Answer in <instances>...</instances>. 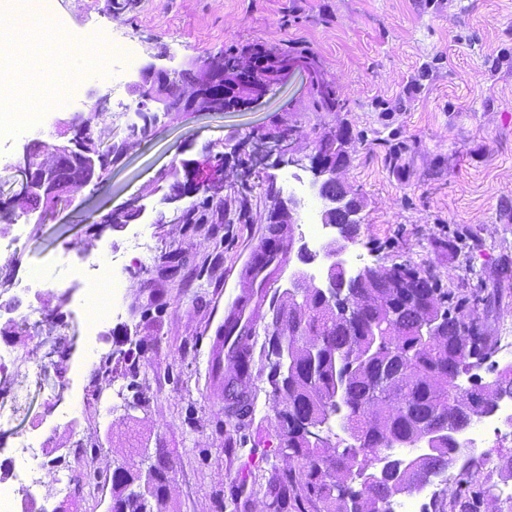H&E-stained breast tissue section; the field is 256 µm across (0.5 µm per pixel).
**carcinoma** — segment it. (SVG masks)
Masks as SVG:
<instances>
[{
    "mask_svg": "<svg viewBox=\"0 0 512 512\" xmlns=\"http://www.w3.org/2000/svg\"><path fill=\"white\" fill-rule=\"evenodd\" d=\"M254 63L267 79H278L277 60L262 52ZM350 295L365 307L349 318L340 313L344 302L332 306L312 292L299 304L285 290L272 305L269 344H283L294 362L288 391L281 394L288 402L281 418L288 457L301 463V472L276 476L270 512H390L386 505L392 498L456 467L463 457L448 431L464 427L472 416L450 380L467 367L481 369L493 356L478 324L455 315L461 300L454 293L410 267L359 283ZM421 307L443 317L434 341L419 333ZM484 390L491 411L504 397L512 398V368ZM337 411L357 434L363 453L305 444L300 428ZM432 433L431 451L393 454L394 444L418 445ZM380 452L386 453L385 469L376 481L357 486L358 469ZM155 453L149 484L140 482L126 461L114 469L109 512H165L173 468L165 449Z\"/></svg>",
    "mask_w": 512,
    "mask_h": 512,
    "instance_id": "cac0c4a2",
    "label": "carcinoma"
}]
</instances>
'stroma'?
<instances>
[{"mask_svg": "<svg viewBox=\"0 0 512 512\" xmlns=\"http://www.w3.org/2000/svg\"><path fill=\"white\" fill-rule=\"evenodd\" d=\"M57 29L85 37L113 31L129 41L106 81L87 80L60 109L36 57L6 67L0 88L18 78L33 88L40 128L0 139V195L25 143L60 142L73 116L102 142L129 137L125 158L99 189L66 196L45 219L16 206V223L37 227L23 253L0 254V280L30 267L42 272L40 303L55 319L31 338L0 321V350L25 358L26 398L14 427L43 451H76L71 477L82 489L61 497L55 469L42 473L48 508L107 512L112 471L130 449L169 453L170 498L177 512H268L267 488L297 468L285 454L280 413L269 383L265 331L251 354L248 413L212 393L206 357L224 303L265 233L272 195L289 197L288 177L311 184L306 164L270 157L253 166L260 139L292 135L310 154L327 132L356 143L340 174L364 200L349 247L354 267L409 265L456 295H477L464 318L489 338L512 324V0H54ZM260 45L285 58L279 83L247 109L160 116L147 139L128 133L138 117L131 93L117 115L110 83L146 60L179 69L209 57L245 56ZM338 101L320 104L322 90ZM198 180L201 224H162L165 197ZM144 209L112 223L128 203ZM116 250L126 266L124 315L104 325L96 350L81 339L80 292L69 261ZM458 470L436 477L429 512H512L499 496L475 502L457 492Z\"/></svg>", "mask_w": 512, "mask_h": 512, "instance_id": "1", "label": "stroma"}]
</instances>
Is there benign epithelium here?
<instances>
[{
	"instance_id": "7a95c632",
	"label": "benign epithelium",
	"mask_w": 512,
	"mask_h": 512,
	"mask_svg": "<svg viewBox=\"0 0 512 512\" xmlns=\"http://www.w3.org/2000/svg\"><path fill=\"white\" fill-rule=\"evenodd\" d=\"M183 79L178 98L171 95L169 83L172 77ZM130 92L137 98L138 117L147 125H152L157 112H221L226 107L247 108L254 101L263 97L271 88V84L259 79L250 64L238 60L229 65L224 56L212 57L200 64H192L180 71L171 70L154 61H147L139 68L135 79L129 84ZM72 136L66 141L53 145L27 146L14 164L19 175V190L15 196L24 200L35 210L41 203L57 204L64 195L72 190L87 187L98 188L106 171L121 162L124 157L127 139L123 138L109 145L105 151H86L78 147L82 138L98 143L85 123L71 121ZM309 169L318 186L323 191V183L337 177L339 167L331 164L321 145L306 156ZM182 196L168 197L166 201L175 204L169 214H160L158 222L164 224L183 223L187 210L176 205ZM345 208L350 216L357 217L362 204L359 198L345 193L337 199H325L321 221L335 229V233L317 252L301 247V254L306 263L320 258L326 265V277L322 281L303 271L291 274L288 291L301 295L311 289L317 290L322 300H333L344 290L346 284L376 275L383 271L380 266H365L357 272H350L345 265L343 255L347 251V238L331 219V213L338 208ZM141 215V208L130 204L120 211L112 213V222L126 224ZM267 222L276 224H296L294 209L281 198L272 201L267 212ZM463 402L470 414L481 417L487 414L486 404L479 388L462 391Z\"/></svg>"
}]
</instances>
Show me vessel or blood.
<instances>
[{
	"label": "vessel or blood",
	"instance_id": "1",
	"mask_svg": "<svg viewBox=\"0 0 512 512\" xmlns=\"http://www.w3.org/2000/svg\"><path fill=\"white\" fill-rule=\"evenodd\" d=\"M273 232H266L264 242L254 249L245 267L241 288L224 308V319L217 326L208 353L210 378H220L225 363L234 361L256 334L259 311L267 293L257 290L255 281L269 282L268 270L271 265H282L286 256L276 250Z\"/></svg>",
	"mask_w": 512,
	"mask_h": 512
}]
</instances>
